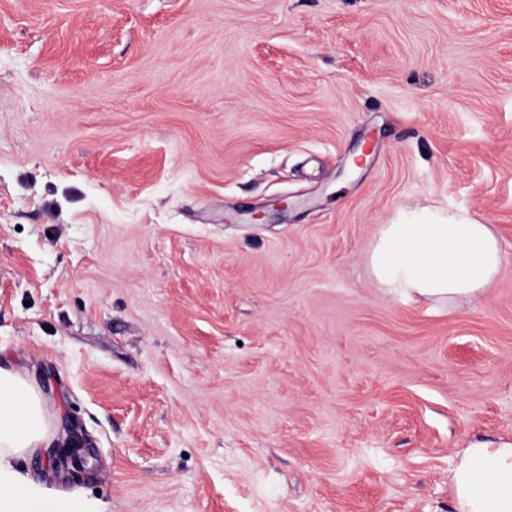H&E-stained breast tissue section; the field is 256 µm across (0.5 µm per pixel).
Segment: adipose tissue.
I'll list each match as a JSON object with an SVG mask.
<instances>
[{
	"label": "adipose tissue",
	"instance_id": "obj_1",
	"mask_svg": "<svg viewBox=\"0 0 512 512\" xmlns=\"http://www.w3.org/2000/svg\"><path fill=\"white\" fill-rule=\"evenodd\" d=\"M491 225L468 211L402 208L381 225L368 267L385 294L453 309L479 300L500 272ZM54 425L39 388L0 367V512H84L80 499L37 485L20 459L51 448ZM454 512H512V441L463 449L448 470Z\"/></svg>",
	"mask_w": 512,
	"mask_h": 512
}]
</instances>
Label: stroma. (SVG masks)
Segmentation results:
<instances>
[{
    "label": "stroma",
    "instance_id": "35a3bbf8",
    "mask_svg": "<svg viewBox=\"0 0 512 512\" xmlns=\"http://www.w3.org/2000/svg\"><path fill=\"white\" fill-rule=\"evenodd\" d=\"M416 206L493 225L479 302L380 290ZM0 366L95 512H452L512 440V0H0ZM83 441V438L74 434L65 446L57 448L51 463L54 466H65L68 464V461L75 463L81 458V451L84 449L82 448L84 447Z\"/></svg>",
    "mask_w": 512,
    "mask_h": 512
}]
</instances>
